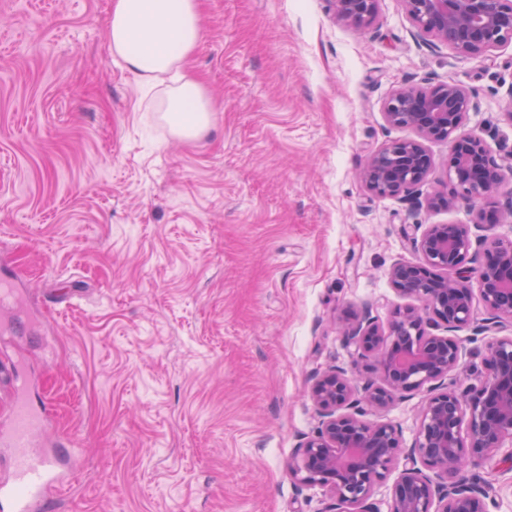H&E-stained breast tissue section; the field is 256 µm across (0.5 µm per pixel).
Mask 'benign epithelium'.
<instances>
[{"label":"benign epithelium","instance_id":"7a95c632","mask_svg":"<svg viewBox=\"0 0 512 512\" xmlns=\"http://www.w3.org/2000/svg\"><path fill=\"white\" fill-rule=\"evenodd\" d=\"M334 14L371 25L378 0H330ZM419 33L448 45L456 58L476 59L512 46V0H402ZM480 111L476 92L456 81L405 85L384 105L388 125L410 128L417 137L389 141L375 150L360 178L377 199L414 198L430 182L433 159L426 143H448V182L427 206L464 208L468 221L430 224L415 239L420 264L397 263L391 282L419 302L396 312L383 333L369 317L346 318L348 343L361 357L375 359L381 383L358 393L342 369L316 377L311 397L318 429L288 461V474L305 488L328 492L352 512H376L371 498L392 467L405 464L390 489L389 512H489V488L476 477L485 457L512 443V237H489L485 222L502 194L512 195L510 156L491 154L483 138L464 134L469 114ZM491 240L485 260L471 266L475 247ZM477 288H472V285ZM488 313L474 325V299ZM475 327L492 335L483 381L459 390L439 383L460 362L456 332ZM426 387L416 440L401 446L396 428L364 419L366 408H384L402 393Z\"/></svg>","mask_w":512,"mask_h":512}]
</instances>
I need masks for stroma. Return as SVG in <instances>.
I'll list each match as a JSON object with an SVG mask.
<instances>
[{
	"label": "stroma",
	"instance_id": "35a3bbf8",
	"mask_svg": "<svg viewBox=\"0 0 512 512\" xmlns=\"http://www.w3.org/2000/svg\"><path fill=\"white\" fill-rule=\"evenodd\" d=\"M185 70L211 98L204 136L173 138L146 88L115 62L112 0H0V357L48 396L46 435L73 444L53 512H337L299 489L288 460L319 425L310 389L342 368L380 375L338 323L388 327L409 298L418 225L460 209L376 199L358 173L413 137L384 102L407 82L478 91L466 131L512 153V47L460 61L423 39L401 0L371 26L330 0H199ZM457 383L487 375L490 338L462 330ZM428 389L386 409L412 447ZM490 512H512V465L478 470Z\"/></svg>",
	"mask_w": 512,
	"mask_h": 512
}]
</instances>
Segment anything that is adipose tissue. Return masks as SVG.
I'll return each mask as SVG.
<instances>
[{
	"mask_svg": "<svg viewBox=\"0 0 512 512\" xmlns=\"http://www.w3.org/2000/svg\"><path fill=\"white\" fill-rule=\"evenodd\" d=\"M110 51L145 84L164 83L183 69L200 38L198 0H112ZM214 107L199 82L183 78L167 91L160 119L173 137L200 136L212 123Z\"/></svg>",
	"mask_w": 512,
	"mask_h": 512,
	"instance_id": "1",
	"label": "adipose tissue"
}]
</instances>
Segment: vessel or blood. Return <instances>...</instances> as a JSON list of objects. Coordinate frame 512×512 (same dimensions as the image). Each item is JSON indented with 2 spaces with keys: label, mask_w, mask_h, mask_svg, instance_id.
Segmentation results:
<instances>
[{
  "label": "vessel or blood",
  "mask_w": 512,
  "mask_h": 512,
  "mask_svg": "<svg viewBox=\"0 0 512 512\" xmlns=\"http://www.w3.org/2000/svg\"><path fill=\"white\" fill-rule=\"evenodd\" d=\"M48 428L45 410L35 407L25 385H18L0 422V446L9 450L8 474L0 478V512H43L49 489L68 482L57 452L42 442Z\"/></svg>",
  "instance_id": "vessel-or-blood-1"
}]
</instances>
